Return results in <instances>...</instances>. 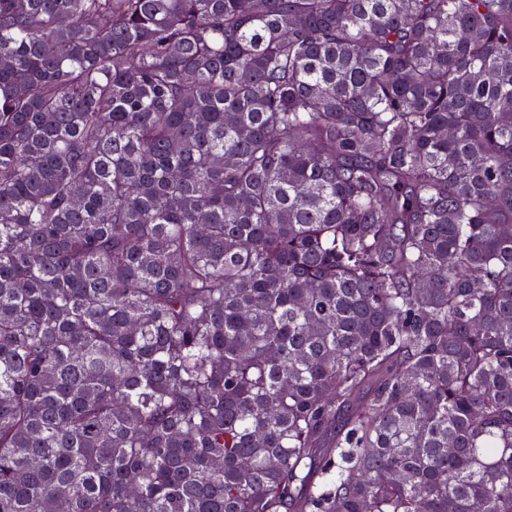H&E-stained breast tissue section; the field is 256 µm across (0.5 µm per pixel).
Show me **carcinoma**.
Returning <instances> with one entry per match:
<instances>
[{
    "label": "carcinoma",
    "instance_id": "cac0c4a2",
    "mask_svg": "<svg viewBox=\"0 0 512 512\" xmlns=\"http://www.w3.org/2000/svg\"><path fill=\"white\" fill-rule=\"evenodd\" d=\"M512 512V0H0V512Z\"/></svg>",
    "mask_w": 512,
    "mask_h": 512
}]
</instances>
